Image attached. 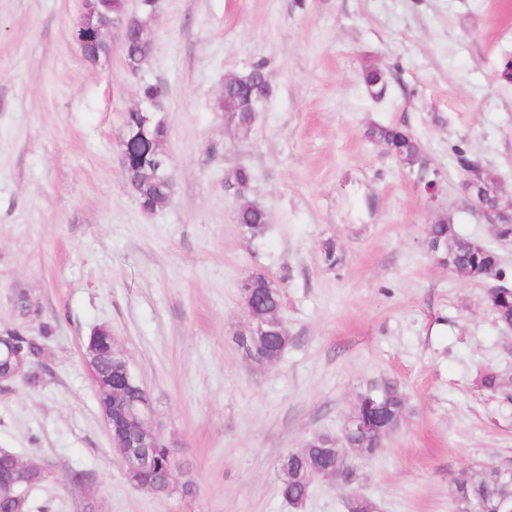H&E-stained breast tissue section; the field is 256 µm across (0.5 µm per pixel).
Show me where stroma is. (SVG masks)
Masks as SVG:
<instances>
[{"label": "stroma", "mask_w": 512, "mask_h": 512, "mask_svg": "<svg viewBox=\"0 0 512 512\" xmlns=\"http://www.w3.org/2000/svg\"><path fill=\"white\" fill-rule=\"evenodd\" d=\"M81 0H0V329L54 323L43 387L0 384V450L41 458L49 476L32 512H451L458 473L512 467V401L478 390L492 369L512 392V329L484 284L428 252L436 214L497 246L472 207L455 148L512 193V0H158L144 72L167 89L174 187L143 212L122 168L123 114L138 81L120 44L93 65L68 39ZM264 61L271 95L250 140L216 105L225 74ZM389 78L383 100L365 66ZM399 125L423 143L442 193L427 208L406 174L369 141ZM240 164L270 231L249 241L224 186ZM333 239L340 257L323 262ZM284 280L290 338L269 366L235 343L240 282ZM25 290L39 318L16 304ZM109 327L177 443L192 496L131 485L101 420L82 357ZM408 398L402 426L343 487L316 482L302 510L279 494V459L314 434H339L379 379ZM84 485L70 482L75 470ZM380 74L376 67L369 66L362 71V82L367 95L374 101L381 100L387 92L388 82L379 81Z\"/></svg>", "instance_id": "stroma-1"}]
</instances>
